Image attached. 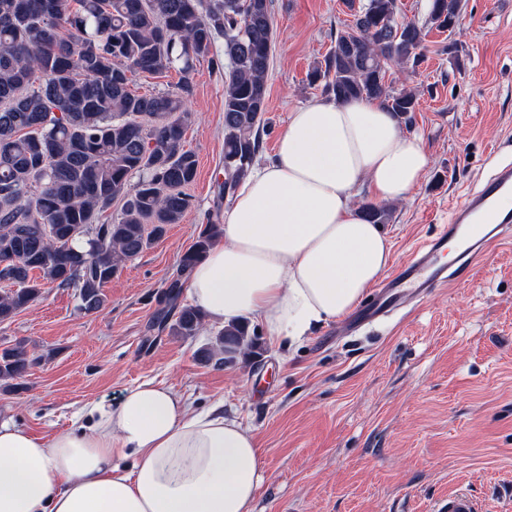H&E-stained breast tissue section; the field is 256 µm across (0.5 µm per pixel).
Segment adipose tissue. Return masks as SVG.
I'll return each instance as SVG.
<instances>
[{
  "mask_svg": "<svg viewBox=\"0 0 512 512\" xmlns=\"http://www.w3.org/2000/svg\"><path fill=\"white\" fill-rule=\"evenodd\" d=\"M429 165L421 140L376 102L297 108L275 157L225 210L223 242L192 270L191 302L225 326L258 320L277 347L350 315L390 260L355 192L406 199ZM262 481L237 418L194 411L150 380L49 441L0 423V512H254Z\"/></svg>",
  "mask_w": 512,
  "mask_h": 512,
  "instance_id": "obj_1",
  "label": "adipose tissue"
}]
</instances>
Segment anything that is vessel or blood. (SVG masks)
Returning <instances> with one entry per match:
<instances>
[{
	"label": "vessel or blood",
	"instance_id": "1",
	"mask_svg": "<svg viewBox=\"0 0 512 512\" xmlns=\"http://www.w3.org/2000/svg\"><path fill=\"white\" fill-rule=\"evenodd\" d=\"M508 197L512 198V163H502L465 195L448 223L439 225L432 237L417 245L409 258L381 281L371 294L366 314L344 323V331L370 327L435 288L464 282L475 259L486 254L493 243L512 237V207L502 204ZM454 237L461 240V252L456 266L447 267L439 258Z\"/></svg>",
	"mask_w": 512,
	"mask_h": 512
}]
</instances>
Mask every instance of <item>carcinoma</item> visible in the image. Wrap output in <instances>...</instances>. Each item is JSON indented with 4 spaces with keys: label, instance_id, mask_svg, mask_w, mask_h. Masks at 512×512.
Returning <instances> with one entry per match:
<instances>
[{
    "label": "carcinoma",
    "instance_id": "carcinoma-1",
    "mask_svg": "<svg viewBox=\"0 0 512 512\" xmlns=\"http://www.w3.org/2000/svg\"><path fill=\"white\" fill-rule=\"evenodd\" d=\"M353 20L336 34L308 83L336 102L376 101L404 119L416 94L386 81L392 65L420 62L425 29L453 34L462 0H429L424 23L399 19L398 0H345ZM224 37V181L234 196L259 152L272 48L270 0H0V324L12 321L44 284L79 289L82 308L105 307L103 288L143 253L165 226L193 206L185 189L198 161L186 148L195 62ZM178 67L172 91L138 95L134 74ZM40 80L33 87L34 80ZM120 217L102 219L112 201ZM386 224L391 211L366 203ZM224 235L201 225L182 254L161 319L174 336L193 337L206 316L178 300L192 267ZM39 276H34V273ZM247 322L231 324L199 351L222 367L241 353ZM36 360L19 341L0 350V382L20 390Z\"/></svg>",
    "mask_w": 512,
    "mask_h": 512
}]
</instances>
